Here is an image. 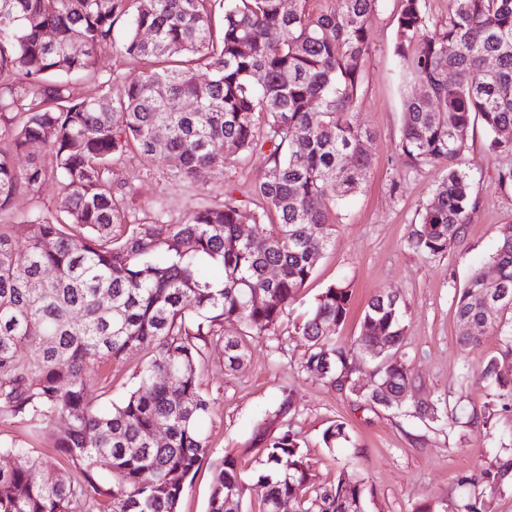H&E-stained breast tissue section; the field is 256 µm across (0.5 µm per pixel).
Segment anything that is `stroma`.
<instances>
[{
	"label": "stroma",
	"instance_id": "stroma-1",
	"mask_svg": "<svg viewBox=\"0 0 512 512\" xmlns=\"http://www.w3.org/2000/svg\"><path fill=\"white\" fill-rule=\"evenodd\" d=\"M399 9L400 0H378L368 19L371 46L358 94L360 119L374 133L368 177L360 190L337 204L332 246L273 333L250 341L244 365L227 370L223 347L209 348L200 383L213 410L200 428L211 459L187 478L179 512H206L213 464L228 451L238 455L245 480L253 479L260 468L259 431L288 398L293 407L285 421L307 446L315 485L333 484L343 472L365 479L366 512H415L423 503L437 504L439 512H465L474 499L491 512H512V482L496 484L483 475L496 460L512 459V408H503L496 381L484 376L487 360L503 356L505 343L493 333L460 346L455 316V298L471 271L495 274L492 255L499 228L512 224V185L500 183L498 173L512 168V153L489 152L483 125L475 123L460 158L477 198L464 237L442 256L409 247L408 236L420 223L445 166L412 168L399 151L403 89L394 55ZM167 165L161 158L147 170L133 157L120 165L118 183L137 218L161 212L176 223L189 210L221 203L228 190L253 208L254 184L266 167L256 152L244 162L202 170L193 185L184 186L167 180ZM340 282L349 285L352 300L338 339L349 343L356 338L374 295H399L407 325L402 359L415 378L404 402L447 399L459 423H425L403 409L368 406L354 394L323 386L302 369L306 348L295 326L324 288ZM143 359V353L133 352L91 371L88 405L106 408L135 389ZM334 421L345 424L348 438L328 448L322 433ZM469 477L474 480L470 486L465 483Z\"/></svg>",
	"mask_w": 512,
	"mask_h": 512
}]
</instances>
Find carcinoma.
I'll return each instance as SVG.
<instances>
[{
    "instance_id": "cac0c4a2",
    "label": "carcinoma",
    "mask_w": 512,
    "mask_h": 512,
    "mask_svg": "<svg viewBox=\"0 0 512 512\" xmlns=\"http://www.w3.org/2000/svg\"><path fill=\"white\" fill-rule=\"evenodd\" d=\"M321 2L293 0L287 10L283 0H0V113L11 114L0 123V211L20 191L60 189L55 208L0 224V417L29 423L76 469L67 477L50 457L11 448L0 512H178L186 479L210 455L198 427L211 410L200 390L206 349L222 342L225 367L244 364L248 339L273 331L313 276L336 233V202L371 168L372 132L356 102L377 0ZM119 20L130 29L123 52L140 71L99 77L102 94L92 99L57 80L96 75ZM394 53L411 85L400 149L412 166L447 164L409 245L442 255L476 205L457 167L472 121L481 120L489 149L512 152V0H450L440 24L422 0H402ZM256 151L266 170L254 210L229 191L176 224L161 214L140 222L113 192L115 168L131 153L146 167L164 155L167 177L190 183ZM23 154L30 162L20 171L14 159ZM248 222L251 239L240 234ZM492 260L496 278L473 271L455 301L465 343L492 332L512 342V224L500 227ZM207 264L222 277L206 276ZM350 302V288L332 284L295 326L303 367L331 389L391 408L387 393L413 381L397 357L405 304L374 296L347 344L336 335ZM226 323L242 332L224 336ZM359 350L376 362L366 388L353 378ZM133 351L146 356L138 387L107 409L89 407L87 374ZM485 375L512 402V363L492 356ZM411 408L432 422L448 417L439 401ZM346 438L342 422L322 434L328 448ZM262 440L251 485L238 458L224 456L207 512H241L252 490L260 512L282 500L295 512L364 507L361 478L311 486L290 425ZM100 460L110 466L107 492Z\"/></svg>"
}]
</instances>
